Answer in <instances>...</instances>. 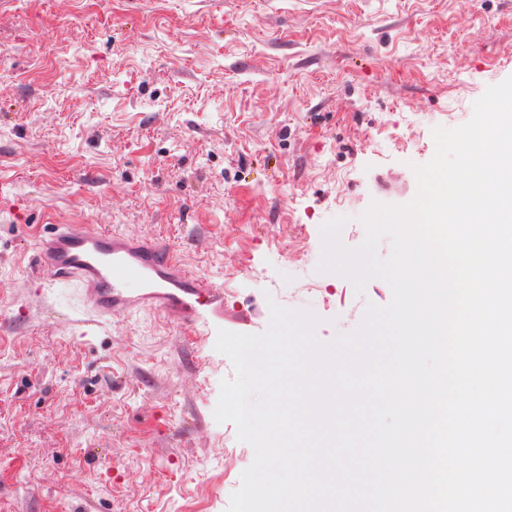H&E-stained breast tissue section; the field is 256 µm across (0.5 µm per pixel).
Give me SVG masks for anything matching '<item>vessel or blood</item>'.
Here are the masks:
<instances>
[{
	"label": "vessel or blood",
	"mask_w": 512,
	"mask_h": 512,
	"mask_svg": "<svg viewBox=\"0 0 512 512\" xmlns=\"http://www.w3.org/2000/svg\"><path fill=\"white\" fill-rule=\"evenodd\" d=\"M38 270L76 284L96 317L148 311L195 331L224 314V284L187 275L170 245L93 224H56L36 247Z\"/></svg>",
	"instance_id": "1"
}]
</instances>
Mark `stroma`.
Returning <instances> with one entry per match:
<instances>
[{
    "mask_svg": "<svg viewBox=\"0 0 512 512\" xmlns=\"http://www.w3.org/2000/svg\"><path fill=\"white\" fill-rule=\"evenodd\" d=\"M510 76L512 0H0V512H227L254 452L219 330L274 302L328 344L387 305L318 272L321 225L360 247ZM53 224L171 245L223 318L91 322L36 270Z\"/></svg>",
    "mask_w": 512,
    "mask_h": 512,
    "instance_id": "obj_1",
    "label": "stroma"
}]
</instances>
